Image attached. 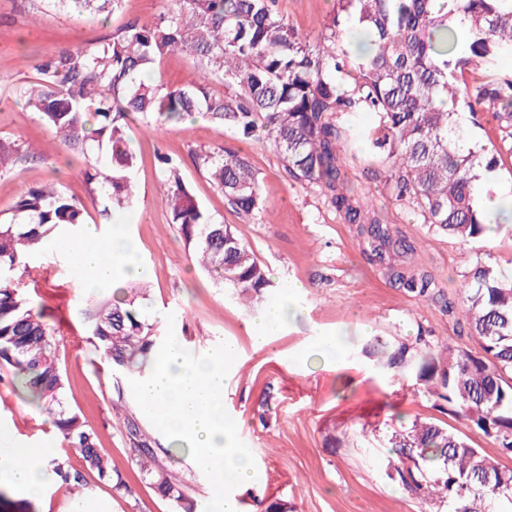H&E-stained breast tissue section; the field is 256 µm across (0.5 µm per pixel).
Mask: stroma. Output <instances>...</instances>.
<instances>
[{"mask_svg":"<svg viewBox=\"0 0 512 512\" xmlns=\"http://www.w3.org/2000/svg\"><path fill=\"white\" fill-rule=\"evenodd\" d=\"M169 7L168 0H123L103 23L86 13L53 9L47 0H0V141L35 152L14 169L0 171V215L9 213L22 186L51 183L84 204L88 223L96 225L101 237L110 235V227L99 219L100 199L77 158L61 149L53 131L15 100L12 89L35 77L34 65L42 56L108 38L128 20L150 21ZM276 7L315 46L335 2L277 0ZM460 119L464 133L476 144L502 150L496 174L500 184L511 186L512 155L507 149L512 145L504 141L500 122L488 112L476 125L468 113H461ZM133 142L138 154L137 205L123 229L136 245L140 265L150 272L145 312L176 313V338L193 355H203L222 341L237 346L224 407L257 471L254 482L238 491L241 512H254L259 499L287 501L290 512H447L446 503L404 490L396 472L400 461L389 444L393 429L417 419L440 421L485 455L496 456V447L464 421L439 411L433 398L415 390L411 380L386 379L364 349L377 336L411 344L422 330L432 342L474 351L478 340L457 335L454 319L438 305L392 286L380 267L365 259L352 225L318 189L291 180L270 145L238 139L231 129L199 116L150 133L135 130ZM218 146L239 149L251 162L265 199L263 214L251 217L231 208L206 172L196 167L197 152ZM160 154L179 162L185 182L207 211L234 226L269 269L273 285L264 302L293 309L266 347L252 343L253 310L241 305L231 290L213 284L195 265L176 225L170 224L158 199ZM346 172L362 194L372 197L388 223L423 240L420 260L450 301L459 299L462 274L485 255H492L502 269L512 268V232L473 243L431 233L362 163H351ZM56 260L53 284L30 291L29 297L35 308L59 322L67 403L97 433L102 451L131 493L113 496L109 485L89 473L83 486L71 493L55 486L38 498L10 492L7 512H172L170 502L133 469L123 424L112 412L115 384L125 385V400L134 404L128 389L131 376L115 372L90 344L75 346V338L85 334L77 312L88 291L73 277L68 253ZM324 336L341 337L340 365L327 368L315 359V345ZM269 383L275 396L266 407L263 391ZM0 436L11 437L21 448L50 447L55 458L69 454L42 416L20 406L5 382L0 383ZM155 439L168 451L171 467L189 478L198 505H207L213 489L207 477L193 470L189 448L160 433Z\"/></svg>","mask_w":512,"mask_h":512,"instance_id":"35a3bbf8","label":"stroma"}]
</instances>
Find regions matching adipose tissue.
Returning <instances> with one entry per match:
<instances>
[{
    "label": "adipose tissue",
    "mask_w": 512,
    "mask_h": 512,
    "mask_svg": "<svg viewBox=\"0 0 512 512\" xmlns=\"http://www.w3.org/2000/svg\"><path fill=\"white\" fill-rule=\"evenodd\" d=\"M65 248L81 270L82 284L87 288H99L110 283L121 266L132 274L139 271L134 260L135 244L120 230L112 232L108 241L103 243L95 225L89 224L78 238L67 241ZM38 458V452L22 451L0 438V482L28 497L40 495L51 477L41 467Z\"/></svg>",
    "instance_id": "adipose-tissue-1"
}]
</instances>
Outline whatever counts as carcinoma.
Masks as SVG:
<instances>
[{
	"label": "carcinoma",
	"mask_w": 512,
	"mask_h": 512,
	"mask_svg": "<svg viewBox=\"0 0 512 512\" xmlns=\"http://www.w3.org/2000/svg\"><path fill=\"white\" fill-rule=\"evenodd\" d=\"M48 2L96 17L115 11L121 0ZM173 2L153 21H129L98 43L40 58L38 77L14 88L60 146L82 160L87 182L104 201L101 223L136 205L132 124L157 129L198 114L244 140L266 136L287 176L325 192L336 213L355 226L369 263L405 294L460 314L459 333L480 342L481 351L473 352L435 346L423 336L393 347L378 339L374 367L411 377L440 409L512 457V272L490 257L476 262L463 274L461 310L455 311L434 275L414 264L416 242L386 223L344 172L347 156L357 151L345 117L371 112L375 124L361 137L396 200L436 233L462 243L486 236L487 218L475 202L480 171H494L501 153L485 146L459 152L457 112L460 105L473 116L490 112L512 126V73L496 71L501 58L512 56V0H336L327 26L331 47L323 50L273 8L275 0ZM176 54L196 60L200 77L168 89L161 63ZM213 78L224 82V94L209 89ZM28 157L0 142V169ZM162 163L161 201L185 249L238 299L260 300L272 287L268 270L233 227L202 206L179 166L165 157ZM195 164L235 210H266L257 173L239 151H201ZM86 216L78 199L49 185L22 187L11 215L0 218V370L9 372L20 402L52 426L61 447L74 449L86 470L124 497L130 486L101 452L97 435L64 402L58 329L26 292L55 277L52 262L33 259L77 237ZM148 297L146 283L135 281L110 295L93 292L83 302L87 340L119 371L146 366L162 343L136 305ZM113 410L123 417L142 480L170 501L172 512H196L191 485L159 457L139 416ZM390 443L402 462V485L448 503V512H493L504 500L512 503V468L445 425L417 421L394 431ZM48 467L69 491L84 480L61 458Z\"/></svg>",
	"instance_id": "obj_1"
}]
</instances>
